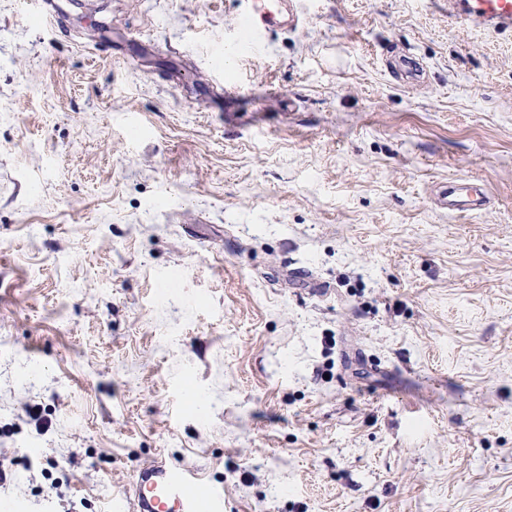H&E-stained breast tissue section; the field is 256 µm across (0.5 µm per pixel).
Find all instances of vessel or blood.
I'll return each instance as SVG.
<instances>
[{"instance_id":"b4317fda","label":"vessel or blood","mask_w":512,"mask_h":512,"mask_svg":"<svg viewBox=\"0 0 512 512\" xmlns=\"http://www.w3.org/2000/svg\"><path fill=\"white\" fill-rule=\"evenodd\" d=\"M284 0H253L241 17L240 46L253 50L278 27ZM449 23L493 30H512V0H452ZM438 200L448 210L484 209L487 196L470 194L460 184L442 186ZM115 512H224V495L203 486L197 473L164 461L139 468L130 487L113 504Z\"/></svg>"}]
</instances>
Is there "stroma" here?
Wrapping results in <instances>:
<instances>
[{
	"label": "stroma",
	"mask_w": 512,
	"mask_h": 512,
	"mask_svg": "<svg viewBox=\"0 0 512 512\" xmlns=\"http://www.w3.org/2000/svg\"><path fill=\"white\" fill-rule=\"evenodd\" d=\"M54 2L0 0V512L158 458L224 512H512V30ZM250 11L241 16L240 47L254 50L264 40L268 31L280 27L283 3L293 0H253ZM438 200L441 205L450 211L472 212L484 209L489 198L485 193L481 196L470 194L460 184L444 185L438 191Z\"/></svg>",
	"instance_id": "stroma-1"
}]
</instances>
